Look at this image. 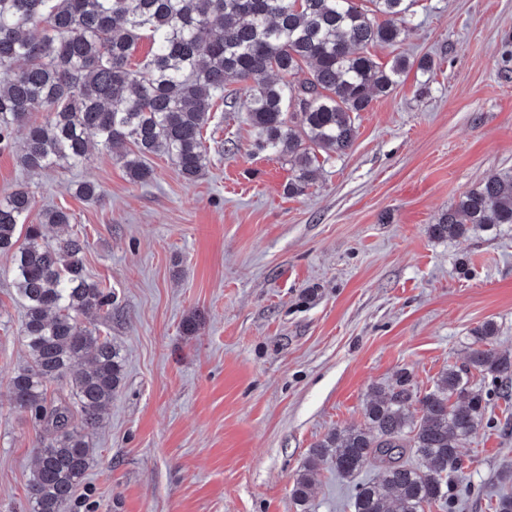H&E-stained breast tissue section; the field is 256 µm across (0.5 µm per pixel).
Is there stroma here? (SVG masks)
<instances>
[{
  "label": "stroma",
  "instance_id": "1",
  "mask_svg": "<svg viewBox=\"0 0 512 512\" xmlns=\"http://www.w3.org/2000/svg\"><path fill=\"white\" fill-rule=\"evenodd\" d=\"M369 52L434 67L359 113L352 147L300 195L288 157L255 147L241 83L224 88L235 111L209 115L192 183L162 155L140 184L104 151L32 173L20 144L0 150V198L25 186L35 211L70 213L88 274L112 293L111 316L91 326L119 349L124 380L70 512H296L309 449L362 426L400 372L432 389L487 321L512 353V224L428 233L488 174L512 175V0H416L405 40ZM84 181L99 202L75 195ZM24 316L0 253V512H29L48 438L11 399ZM460 451L451 512H492L512 464V398L492 397ZM312 481L311 512H353L354 487L330 464Z\"/></svg>",
  "mask_w": 512,
  "mask_h": 512
}]
</instances>
